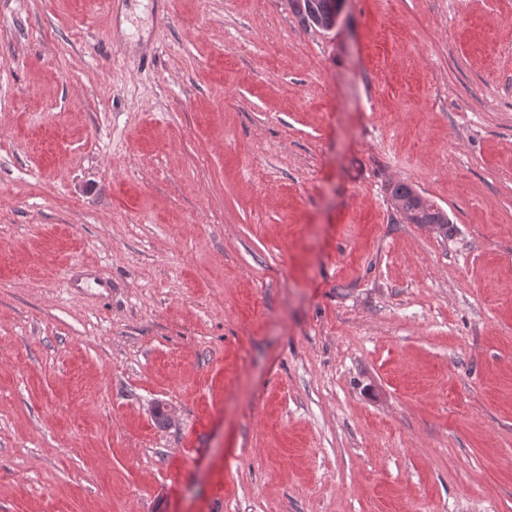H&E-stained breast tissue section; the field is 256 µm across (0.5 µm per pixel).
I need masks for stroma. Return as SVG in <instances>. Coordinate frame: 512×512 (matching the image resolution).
<instances>
[{"instance_id":"obj_1","label":"stroma","mask_w":512,"mask_h":512,"mask_svg":"<svg viewBox=\"0 0 512 512\" xmlns=\"http://www.w3.org/2000/svg\"><path fill=\"white\" fill-rule=\"evenodd\" d=\"M0 512H512V0H0ZM348 0H289L293 14L305 27L326 30L335 28ZM412 185L397 182L389 186V198L395 210L410 224H443L448 232V215L434 201L424 197ZM398 205L399 207H396Z\"/></svg>"}]
</instances>
